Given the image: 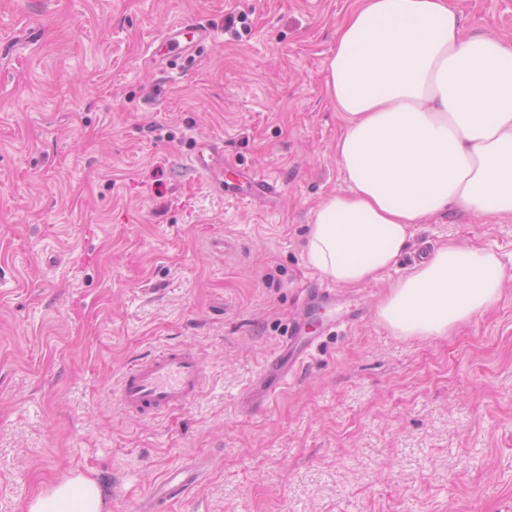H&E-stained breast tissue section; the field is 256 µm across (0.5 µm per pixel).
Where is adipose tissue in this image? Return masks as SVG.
I'll return each instance as SVG.
<instances>
[{
	"instance_id": "ef3b65f1",
	"label": "adipose tissue",
	"mask_w": 512,
	"mask_h": 512,
	"mask_svg": "<svg viewBox=\"0 0 512 512\" xmlns=\"http://www.w3.org/2000/svg\"><path fill=\"white\" fill-rule=\"evenodd\" d=\"M462 27L454 0H360L336 30L326 89L349 188L315 209L306 247L335 283L377 279L432 218L512 216V42ZM504 279L493 251L451 241L390 288L377 316L401 336H444L492 308ZM101 510L97 481L77 474L26 512Z\"/></svg>"
}]
</instances>
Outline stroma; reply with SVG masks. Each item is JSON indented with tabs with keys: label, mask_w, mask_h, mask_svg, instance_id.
<instances>
[{
	"label": "stroma",
	"mask_w": 512,
	"mask_h": 512,
	"mask_svg": "<svg viewBox=\"0 0 512 512\" xmlns=\"http://www.w3.org/2000/svg\"><path fill=\"white\" fill-rule=\"evenodd\" d=\"M355 4L0 0V512L78 472L102 512H142L189 457L206 477L162 512H512V216L415 225L394 269L337 286L319 319L338 327L287 387L242 404L327 282L305 244L346 186L325 82ZM457 5L466 31L512 39V0ZM182 22L212 38L160 69L147 48ZM255 173L276 193L249 195ZM451 240L500 255L499 302L395 335L378 304ZM167 345L196 350L205 389L123 414L122 371Z\"/></svg>",
	"instance_id": "1"
}]
</instances>
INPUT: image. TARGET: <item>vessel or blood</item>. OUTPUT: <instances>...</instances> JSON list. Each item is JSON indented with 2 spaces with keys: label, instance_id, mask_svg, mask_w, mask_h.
Returning a JSON list of instances; mask_svg holds the SVG:
<instances>
[{
  "label": "vessel or blood",
  "instance_id": "obj_1",
  "mask_svg": "<svg viewBox=\"0 0 512 512\" xmlns=\"http://www.w3.org/2000/svg\"><path fill=\"white\" fill-rule=\"evenodd\" d=\"M208 38L206 30L180 23L160 36L152 55L157 58L166 53L186 52ZM317 345V337L308 333L290 336L266 365L268 376L263 382V394L274 393L286 384L289 375L306 363ZM205 380L201 362L192 348H168L128 365L117 388V402L129 415H165L186 407L202 392ZM203 477V466L195 460L168 469L151 488L149 499L155 504L181 500Z\"/></svg>",
  "mask_w": 512,
  "mask_h": 512
}]
</instances>
